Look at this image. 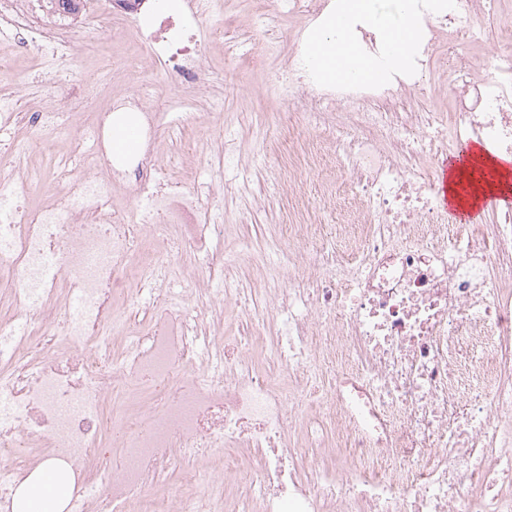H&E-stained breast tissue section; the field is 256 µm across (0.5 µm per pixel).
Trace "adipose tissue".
I'll use <instances>...</instances> for the list:
<instances>
[{"instance_id": "adipose-tissue-1", "label": "adipose tissue", "mask_w": 512, "mask_h": 512, "mask_svg": "<svg viewBox=\"0 0 512 512\" xmlns=\"http://www.w3.org/2000/svg\"><path fill=\"white\" fill-rule=\"evenodd\" d=\"M408 0H339L335 14L325 23L312 28L307 40L311 47L303 66L322 72L337 82H374L381 71L346 34L353 17L364 16L388 43L397 47L390 64L399 68L409 61L410 50L419 38L416 21L408 17ZM134 113L119 111L112 116L110 151L117 169L123 170L138 159L141 139H128L127 130L137 129ZM512 191V157L501 156L490 148L473 146L462 161L448 171V199L465 209L477 207L489 193ZM22 512H61L67 491L54 471L40 469L34 481L19 492Z\"/></svg>"}]
</instances>
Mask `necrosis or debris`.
<instances>
[{"label": "necrosis or debris", "mask_w": 512, "mask_h": 512, "mask_svg": "<svg viewBox=\"0 0 512 512\" xmlns=\"http://www.w3.org/2000/svg\"><path fill=\"white\" fill-rule=\"evenodd\" d=\"M212 5L126 20L166 79L203 97L195 27ZM82 7L76 33L46 22L53 0H0V36L30 63L80 68L113 14L112 0ZM478 8L411 0L426 40L374 84L324 82L295 37L280 95L334 144L361 205L352 263L304 224L291 227L296 265L289 243L216 250L228 227L199 223L197 194L171 179L144 88L124 98L147 152L125 173L121 210L108 113L88 125L0 93V131L60 158L0 179V512H19L44 463L68 476L64 512H220L228 487L249 512H512V211L448 232L433 179L411 165L464 139L512 153V58L471 53ZM443 49L448 112L405 110ZM174 255L187 283L176 302L155 276ZM245 262L266 286L254 327L228 336L225 306L252 291L236 274ZM489 329L496 356L463 388L461 347Z\"/></svg>", "instance_id": "1"}]
</instances>
